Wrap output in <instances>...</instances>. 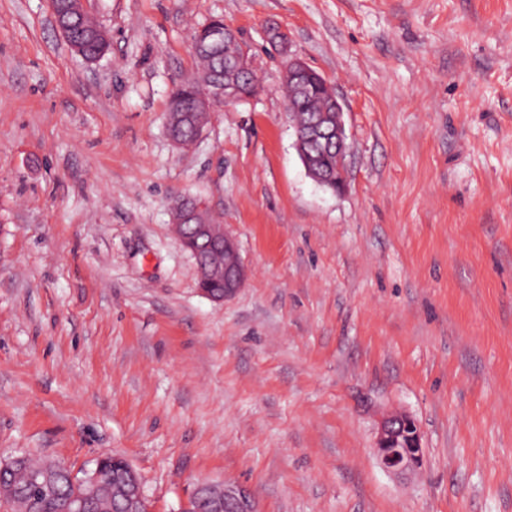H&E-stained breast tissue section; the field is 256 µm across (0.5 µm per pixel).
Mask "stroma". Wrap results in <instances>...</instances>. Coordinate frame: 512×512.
I'll return each mask as SVG.
<instances>
[{
    "label": "stroma",
    "instance_id": "35a3bbf8",
    "mask_svg": "<svg viewBox=\"0 0 512 512\" xmlns=\"http://www.w3.org/2000/svg\"><path fill=\"white\" fill-rule=\"evenodd\" d=\"M0 0V459H127L151 512L202 482L258 512H512V0ZM258 77L188 151L167 133L194 32ZM289 51L343 106L345 185L294 147ZM200 198L247 279L218 303L171 209ZM391 412L425 462L375 454ZM74 1H76V2H73L74 9L76 11L83 12V13L87 12L86 6H85L86 1H83V0H74ZM67 13L70 17L74 14L73 9L71 8L70 4L67 5ZM70 20L74 23L73 29H74V34H75L76 38L81 40L85 45H86V41H85L86 38L95 36L99 32V29L102 27L100 24L93 21L87 15V13L83 14L79 18V20H76L75 18H72V17ZM375 453L382 466L398 476L418 472L423 467L425 451L414 419L405 413L384 418L379 427ZM213 512H257L250 492L244 487L224 482V497L213 499Z\"/></svg>",
    "mask_w": 512,
    "mask_h": 512
}]
</instances>
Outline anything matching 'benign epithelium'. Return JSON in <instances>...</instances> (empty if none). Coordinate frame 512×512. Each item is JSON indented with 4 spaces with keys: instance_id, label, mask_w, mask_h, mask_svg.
Instances as JSON below:
<instances>
[{
    "instance_id": "7a95c632",
    "label": "benign epithelium",
    "mask_w": 512,
    "mask_h": 512,
    "mask_svg": "<svg viewBox=\"0 0 512 512\" xmlns=\"http://www.w3.org/2000/svg\"><path fill=\"white\" fill-rule=\"evenodd\" d=\"M235 31L229 26L210 22L199 30L197 43L217 49ZM282 54L286 55L282 76L288 83L303 92L313 85H322L332 91L329 82L304 60L289 55L288 35L280 33ZM245 99L241 95L239 84L229 82L212 88H201L198 100L202 106L211 110L217 105ZM332 113L323 122H315L307 132L295 133V147L307 172H312L315 157L308 145L316 142L326 150L336 153V160H341L347 152V135L345 130L344 112L337 97H331ZM171 221L177 225L192 228L196 237L209 246L224 254V267L214 270L211 278L224 281V292L217 294L209 288L199 287L201 294L212 301L222 302L233 297L246 280V268L242 262L234 240L224 232V225L208 223V214L204 207H188L185 201L174 204ZM375 453L388 471L404 476L418 472L424 464L425 451L421 444L418 425L409 415L395 413L383 419L375 445ZM212 512H257L250 492L236 484H224V496L213 499Z\"/></svg>"
}]
</instances>
